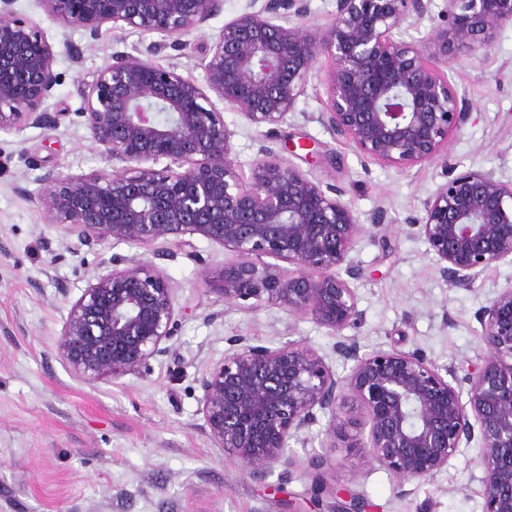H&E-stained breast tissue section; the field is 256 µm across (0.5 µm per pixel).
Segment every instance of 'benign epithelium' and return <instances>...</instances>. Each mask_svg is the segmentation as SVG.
<instances>
[{
  "label": "benign epithelium",
  "mask_w": 512,
  "mask_h": 512,
  "mask_svg": "<svg viewBox=\"0 0 512 512\" xmlns=\"http://www.w3.org/2000/svg\"><path fill=\"white\" fill-rule=\"evenodd\" d=\"M46 16L95 37L102 27L156 33L170 45L201 29L224 0H39ZM434 0H336L331 25L302 22L304 0H265L215 37L201 59L205 86L175 67L117 54L81 85L77 116L112 171L47 173L37 193L47 224L68 248L107 240L148 245L199 235L231 252L205 285L224 302L273 303L339 333L361 321L350 258L369 227L340 199L270 148L262 147L249 179L231 158L236 131L211 96L257 127H276L294 113L320 58L332 61L319 120L367 162L406 168L448 157V138L468 120L469 105L433 62L457 50H489L498 29L512 24V0H445L446 23L423 40L395 30L431 14ZM0 0V129L47 127V101L61 76L58 52L43 29ZM299 19L282 23L283 12ZM166 164L156 168L161 161ZM446 181L425 202L419 224L440 274L473 283L494 264L512 263V181L492 172L445 168ZM272 258L276 263L266 262ZM288 264L283 271L277 262ZM100 262L74 301L55 348L76 377L99 382L137 374L150 360L174 353L175 288L152 261ZM485 363L466 377L417 352L339 354L353 362L338 376L314 348L292 340L272 348L235 340L232 352L201 379V412L216 447L244 474L298 463L289 441L307 443L318 415L329 430L343 424L345 393L364 410L367 456L401 483L433 478L461 448L479 445L483 512H512V283L477 312ZM467 399H462V396ZM325 455L307 459L311 492L327 490ZM337 512H364L359 495L330 490Z\"/></svg>",
  "instance_id": "obj_1"
}]
</instances>
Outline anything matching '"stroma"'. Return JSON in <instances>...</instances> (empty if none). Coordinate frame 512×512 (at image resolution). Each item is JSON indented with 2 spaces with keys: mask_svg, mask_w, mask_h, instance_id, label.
<instances>
[{
  "mask_svg": "<svg viewBox=\"0 0 512 512\" xmlns=\"http://www.w3.org/2000/svg\"><path fill=\"white\" fill-rule=\"evenodd\" d=\"M252 3L264 0H224L218 15L187 35L183 49H162L159 35L108 25L93 38L82 28L47 19L38 0L13 4L18 15L40 25L54 47L60 50L66 42L77 48L81 61L73 63L61 51L57 58L62 81L47 102L55 125L0 130V512H286L292 498L304 512H330L332 498L311 504L303 469L249 477L210 440L199 381L229 352L231 339L243 336L270 347L305 340L341 376L350 369L336 353L342 342H358L366 353L416 351L460 378L486 356L476 313L512 281V264L494 265L471 286L451 285L417 225L443 181L445 164L512 180L511 25L498 31L489 52L459 51L444 69L472 106L468 122L450 138L444 161L404 169L363 162L352 144L318 120L327 100L324 77L332 67L325 57L294 114L275 134L215 100L236 132L232 158L242 177H249L260 146L267 145L314 180L339 186L361 223L382 217L380 228L352 254L361 268L353 286L364 318L341 333L274 304H225L202 284L200 270L222 268L233 255L201 237L141 246L111 241L75 252L45 223L35 200L45 172L112 169L77 117L83 106L79 81H91L111 55L127 52L203 82L200 60L212 39ZM304 137L318 142L326 163L291 153L292 143ZM161 249L173 254L159 266L185 310L172 339L175 357L114 380L76 378L59 360L55 341L100 258L150 261ZM344 412L350 425L332 433L327 418H320L308 446L296 450L302 460L325 451L329 484L360 492L369 512H482L480 472L471 463L476 448L462 449L447 469L410 483L404 495L396 478L361 452L368 428L358 403L347 400Z\"/></svg>",
  "mask_w": 512,
  "mask_h": 512,
  "instance_id": "35a3bbf8",
  "label": "stroma"
}]
</instances>
